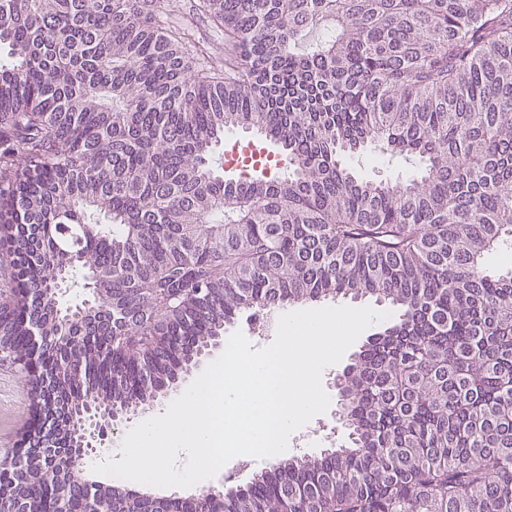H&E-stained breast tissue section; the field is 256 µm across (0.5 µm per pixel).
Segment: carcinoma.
Instances as JSON below:
<instances>
[{
    "label": "carcinoma",
    "mask_w": 512,
    "mask_h": 512,
    "mask_svg": "<svg viewBox=\"0 0 512 512\" xmlns=\"http://www.w3.org/2000/svg\"><path fill=\"white\" fill-rule=\"evenodd\" d=\"M224 61L161 0H0V348L64 414L145 409L244 312L366 295L398 307L339 376L350 443L219 495L87 488L21 442L0 512H512V0H196ZM329 37L302 52L320 25ZM288 176L226 179L231 128ZM370 146L405 182L356 177ZM94 281V320L57 289ZM48 288L27 361L25 289ZM238 143L241 145H246L248 143H254L260 147H262L272 158L275 160H281L282 164L278 165L277 167L274 166V163L267 169L261 167L257 168L255 170L249 171L251 175H261V172L267 173L268 175L276 174V175H288V168H286L287 162L278 155L275 151V149L270 145L269 142L265 140V138L256 132V130H242L239 129H233L230 131H224V143H222L216 151V158L222 157L223 164H224V154L227 150L231 149V146L234 143ZM344 163L360 179L373 181L410 180L417 177L422 168L418 160L405 161L378 149L348 156Z\"/></svg>",
    "instance_id": "obj_1"
}]
</instances>
